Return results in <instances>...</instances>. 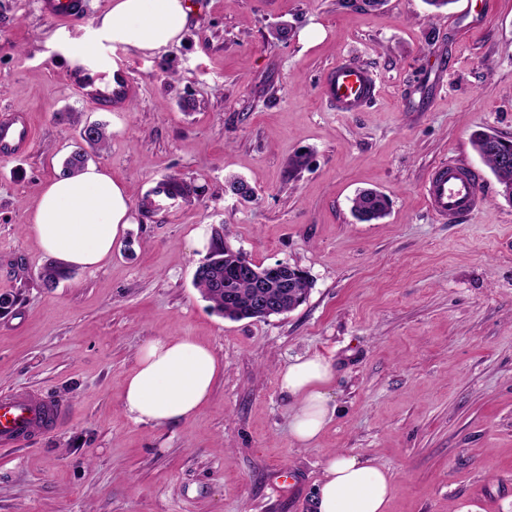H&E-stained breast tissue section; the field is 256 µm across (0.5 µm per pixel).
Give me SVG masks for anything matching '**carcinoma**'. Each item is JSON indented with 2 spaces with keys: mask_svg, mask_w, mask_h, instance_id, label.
I'll return each instance as SVG.
<instances>
[{
  "mask_svg": "<svg viewBox=\"0 0 512 512\" xmlns=\"http://www.w3.org/2000/svg\"><path fill=\"white\" fill-rule=\"evenodd\" d=\"M498 135L488 131H477L472 135V145L484 162L489 166L502 188L503 196L512 202V164L504 162L505 147L496 143ZM107 139L104 125L95 123L86 132H79V140L73 145L71 155L65 162L64 175L78 172L88 158L87 149L97 150L103 147ZM391 200L381 191L364 190L353 199L352 211L359 221L371 223L385 218L390 211ZM241 253L223 243L214 246L205 261L198 266L194 275V285L203 298L212 303V307L231 320L255 317L252 300L259 292L258 283L270 287V290L285 294L281 305L282 313L296 309L302 290L282 287V281L288 278V268L271 269V266L254 265L255 272L245 278L235 272ZM69 272L57 266H50L42 273L47 288H53ZM235 295L237 304L234 309L226 305L227 297Z\"/></svg>",
  "mask_w": 512,
  "mask_h": 512,
  "instance_id": "carcinoma-1",
  "label": "carcinoma"
}]
</instances>
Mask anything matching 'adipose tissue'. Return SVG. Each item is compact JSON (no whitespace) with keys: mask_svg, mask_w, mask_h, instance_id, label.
<instances>
[{"mask_svg":"<svg viewBox=\"0 0 512 512\" xmlns=\"http://www.w3.org/2000/svg\"><path fill=\"white\" fill-rule=\"evenodd\" d=\"M187 0H112L97 22V38L73 43V55L98 53V38L143 55L178 42L188 22ZM130 197L102 166L44 183L27 229L39 247L60 262L83 269L100 266L130 221ZM222 372L213 351L186 336L156 338L139 350L126 377L124 412L137 423L170 426L194 416ZM330 362L313 355L282 367L280 389L294 400L290 430L296 443L314 441L329 421ZM391 493L387 471L349 453L330 454L318 488L317 512H386Z\"/></svg>","mask_w":512,"mask_h":512,"instance_id":"1","label":"adipose tissue"}]
</instances>
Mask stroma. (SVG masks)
Wrapping results in <instances>:
<instances>
[{
	"label": "stroma",
	"mask_w": 512,
	"mask_h": 512,
	"mask_svg": "<svg viewBox=\"0 0 512 512\" xmlns=\"http://www.w3.org/2000/svg\"><path fill=\"white\" fill-rule=\"evenodd\" d=\"M85 2L59 21L38 0H0V110L36 133L21 157H0V394L68 405L54 428L0 446V512H316L334 451L388 471V512H512V204L471 144L479 129L512 139V0L438 12L426 0H191L164 53L103 42L104 60L132 67L127 112L73 87L84 65L68 46L112 5ZM342 60L380 87L361 111L320 93ZM88 122L106 126L90 161L125 185L130 225L99 268L48 288L53 258L26 224ZM448 159L484 196L455 224L420 191ZM169 175L199 199L145 212ZM234 178L251 199L229 191ZM366 189L392 202L372 224L351 211ZM200 227L254 263L305 270L306 302L224 318L193 285ZM169 336L207 345L224 370L193 418L133 422L124 381L140 347ZM314 354L333 365L334 414L299 445L278 371Z\"/></svg>",
	"instance_id": "stroma-1"
}]
</instances>
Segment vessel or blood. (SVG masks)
<instances>
[{
	"instance_id": "obj_1",
	"label": "vessel or blood",
	"mask_w": 512,
	"mask_h": 512,
	"mask_svg": "<svg viewBox=\"0 0 512 512\" xmlns=\"http://www.w3.org/2000/svg\"><path fill=\"white\" fill-rule=\"evenodd\" d=\"M43 13L70 19L82 14L85 0H40ZM82 97L110 111L128 110L136 88L127 65H118L110 80L85 74L77 79ZM322 96L335 104L338 111L356 112L378 96L374 75L366 68L345 61L329 68L321 84ZM34 141L30 122L21 116H0V156L24 153ZM426 204L440 219L459 220L482 203L480 185L472 172L457 160L436 165L423 185ZM67 410L63 402L37 400L16 393L0 395V446L13 445L20 439L35 436L57 423Z\"/></svg>"
}]
</instances>
